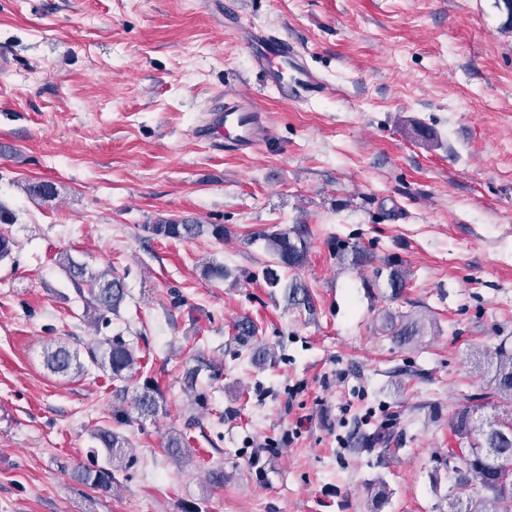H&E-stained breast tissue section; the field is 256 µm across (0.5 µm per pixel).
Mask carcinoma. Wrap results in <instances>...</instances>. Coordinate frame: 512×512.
<instances>
[{
  "mask_svg": "<svg viewBox=\"0 0 512 512\" xmlns=\"http://www.w3.org/2000/svg\"><path fill=\"white\" fill-rule=\"evenodd\" d=\"M11 224L10 213L0 205V260L13 256L15 241L7 226ZM145 230L158 236L174 240H192L204 234L222 241L226 227L223 224H201L191 220H160L148 224ZM309 231L299 225L291 230L265 231L262 239L269 255L263 270L267 287L284 290L287 304L306 312L315 311L312 294L305 283L285 278L290 271L304 266L309 253ZM56 263L74 283L84 281L86 268L74 261L67 253H60ZM94 288L84 303L89 308L96 326L108 329L112 315L125 303L127 290L123 278L108 269L90 276ZM387 285L391 298L400 297L406 287L402 270L395 268L388 274ZM236 337L252 339L260 332L259 326L250 318L243 317L235 323ZM382 331L394 342L404 345L418 340L425 333V319L410 314L390 313L386 316ZM146 340L143 333L128 337L121 332L104 335L85 347V361L65 345L47 348L44 363L47 369L64 376H83L90 369L110 373L114 382L112 389V416L116 423L132 420L144 421L158 415L160 385L146 378L140 386L130 381L140 372L143 350L140 342ZM492 377L489 391L476 397L466 396L467 404L448 416V429L454 442L466 450V456L456 458L447 455L443 459L446 469L454 476L448 488V512H512V346L500 343L490 361ZM201 366L187 370L184 389L195 395V401L206 404L205 394L198 391L197 380ZM491 406L497 415L482 421L477 412ZM205 433L204 424L197 416L184 421L183 427L172 430L164 445L167 455L180 459L190 452V441L194 432ZM93 439L104 453V463L98 462V452H93L91 461L77 466L74 477L81 484L108 492L112 490V472L129 469L136 458L129 454V442L125 435L110 425H100L93 430Z\"/></svg>",
  "mask_w": 512,
  "mask_h": 512,
  "instance_id": "cac0c4a2",
  "label": "carcinoma"
}]
</instances>
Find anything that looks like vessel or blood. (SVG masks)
Returning a JSON list of instances; mask_svg holds the SVG:
<instances>
[{"instance_id":"b4317fda","label":"vessel or blood","mask_w":512,"mask_h":512,"mask_svg":"<svg viewBox=\"0 0 512 512\" xmlns=\"http://www.w3.org/2000/svg\"><path fill=\"white\" fill-rule=\"evenodd\" d=\"M240 36L251 48L261 87L274 89L279 99L308 102L325 92V82L309 68L292 40L252 28L241 29ZM217 109L224 114L225 150L247 155L271 138L267 113L249 99L228 93Z\"/></svg>"}]
</instances>
